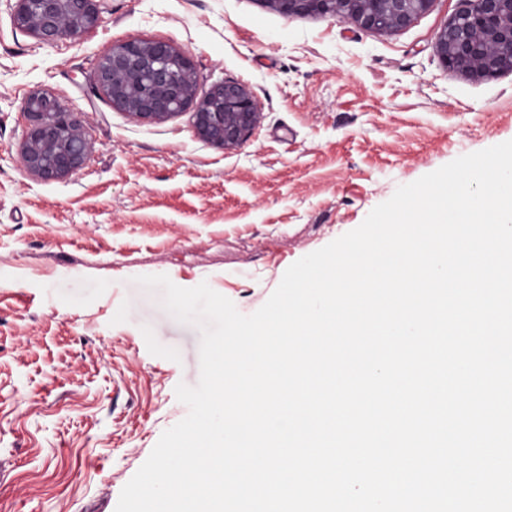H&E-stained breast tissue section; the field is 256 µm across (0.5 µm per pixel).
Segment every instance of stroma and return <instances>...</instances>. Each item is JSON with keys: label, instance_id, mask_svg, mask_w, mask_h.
Wrapping results in <instances>:
<instances>
[{"label": "stroma", "instance_id": "stroma-1", "mask_svg": "<svg viewBox=\"0 0 512 512\" xmlns=\"http://www.w3.org/2000/svg\"><path fill=\"white\" fill-rule=\"evenodd\" d=\"M453 6L372 33L265 0H103L95 31L45 44L0 0V512H115L187 415L175 388L199 381L200 332L138 276L205 282L252 314L399 186L512 140V74L472 80L437 54ZM129 38L190 53L200 91L246 86L258 126L227 152L187 112L131 121L90 90L101 52ZM36 90L91 136L56 181L19 162Z\"/></svg>", "mask_w": 512, "mask_h": 512}]
</instances>
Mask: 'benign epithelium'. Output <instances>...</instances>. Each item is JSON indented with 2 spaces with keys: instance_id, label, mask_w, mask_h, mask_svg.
Wrapping results in <instances>:
<instances>
[{
  "instance_id": "benign-epithelium-1",
  "label": "benign epithelium",
  "mask_w": 512,
  "mask_h": 512,
  "mask_svg": "<svg viewBox=\"0 0 512 512\" xmlns=\"http://www.w3.org/2000/svg\"><path fill=\"white\" fill-rule=\"evenodd\" d=\"M100 0H16L19 26L43 43L75 39L100 23ZM288 16L328 15L375 33L409 27L435 0H265ZM436 49L451 71L474 80L512 73V0H455ZM191 55L164 41L129 39L100 55L92 89L135 122L163 124L194 107L196 135L226 151L236 149L258 125L261 113L245 86L213 84L197 98ZM26 118L19 159L22 168L45 180L77 172L90 147L89 131L54 96L33 92L24 101Z\"/></svg>"
}]
</instances>
